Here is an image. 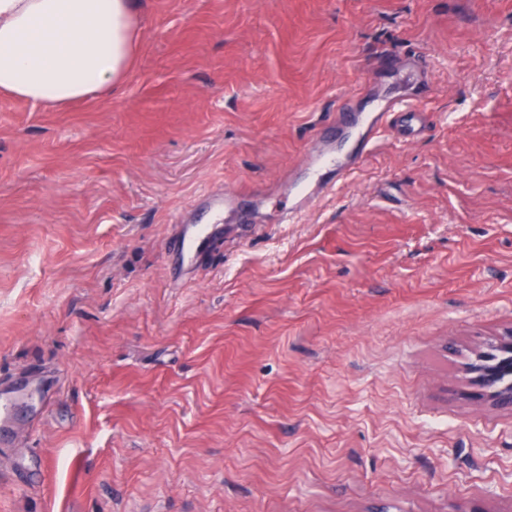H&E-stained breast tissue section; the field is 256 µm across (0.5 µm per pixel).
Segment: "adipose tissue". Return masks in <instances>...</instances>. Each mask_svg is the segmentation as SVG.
Returning <instances> with one entry per match:
<instances>
[{
	"label": "adipose tissue",
	"mask_w": 512,
	"mask_h": 512,
	"mask_svg": "<svg viewBox=\"0 0 512 512\" xmlns=\"http://www.w3.org/2000/svg\"><path fill=\"white\" fill-rule=\"evenodd\" d=\"M135 49L132 0H0V93L42 110L106 97Z\"/></svg>",
	"instance_id": "1"
}]
</instances>
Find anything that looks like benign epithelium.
<instances>
[{"instance_id": "1", "label": "benign epithelium", "mask_w": 512, "mask_h": 512, "mask_svg": "<svg viewBox=\"0 0 512 512\" xmlns=\"http://www.w3.org/2000/svg\"><path fill=\"white\" fill-rule=\"evenodd\" d=\"M489 346L501 351L506 358L495 365L484 363L483 353H478L468 365L469 384L473 400L489 403L502 409H512V389L500 384L504 373H512V330L493 339Z\"/></svg>"}]
</instances>
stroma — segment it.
Returning <instances> with one entry per match:
<instances>
[{
	"label": "stroma",
	"instance_id": "obj_1",
	"mask_svg": "<svg viewBox=\"0 0 512 512\" xmlns=\"http://www.w3.org/2000/svg\"><path fill=\"white\" fill-rule=\"evenodd\" d=\"M113 94L0 96V512H512V0H138ZM421 101L305 210L337 111ZM248 222L181 278L204 191ZM208 225L176 224L170 244V258L178 274L188 272L194 265L198 252L210 238ZM488 346L493 347L507 357L495 365L484 362V351L478 353L468 365L469 384L473 390L469 396L473 400L489 403L502 409H512V389L501 386L503 373L512 374V330L502 336H496ZM9 394L11 395L4 396L0 390V445L6 440L2 434L10 431L9 423L14 406L18 402L32 403L35 399V392L23 381L16 382Z\"/></svg>",
	"mask_w": 512,
	"mask_h": 512
}]
</instances>
